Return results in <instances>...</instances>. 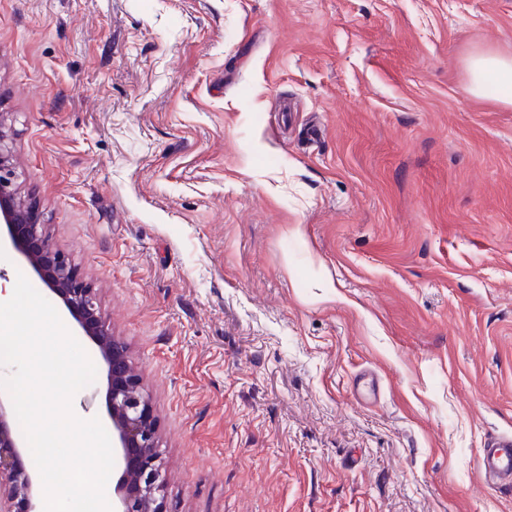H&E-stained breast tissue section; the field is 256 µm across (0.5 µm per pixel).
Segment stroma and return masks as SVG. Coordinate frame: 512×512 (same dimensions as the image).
Masks as SVG:
<instances>
[{
  "label": "stroma",
  "mask_w": 512,
  "mask_h": 512,
  "mask_svg": "<svg viewBox=\"0 0 512 512\" xmlns=\"http://www.w3.org/2000/svg\"><path fill=\"white\" fill-rule=\"evenodd\" d=\"M512 0H0L22 189L157 419L165 512H512ZM468 90L475 96L493 94V99L512 104V56L481 53L468 59ZM491 86L495 90H491ZM478 470L482 480L492 487L512 489V436L488 439L481 449Z\"/></svg>",
  "instance_id": "1"
}]
</instances>
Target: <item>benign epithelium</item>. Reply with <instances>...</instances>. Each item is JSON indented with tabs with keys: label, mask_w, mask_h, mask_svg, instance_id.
<instances>
[{
	"label": "benign epithelium",
	"mask_w": 512,
	"mask_h": 512,
	"mask_svg": "<svg viewBox=\"0 0 512 512\" xmlns=\"http://www.w3.org/2000/svg\"><path fill=\"white\" fill-rule=\"evenodd\" d=\"M13 130L0 113V239L25 261L60 300L65 313L95 345L107 367L106 415L113 452L123 463L124 495L112 512H165L157 494L166 483L156 423L124 342L114 336L99 308L97 294L70 260L48 240L37 207L22 195L12 146ZM11 399L0 393V512H41L40 474L25 467L24 440L9 419Z\"/></svg>",
	"instance_id": "obj_1"
}]
</instances>
